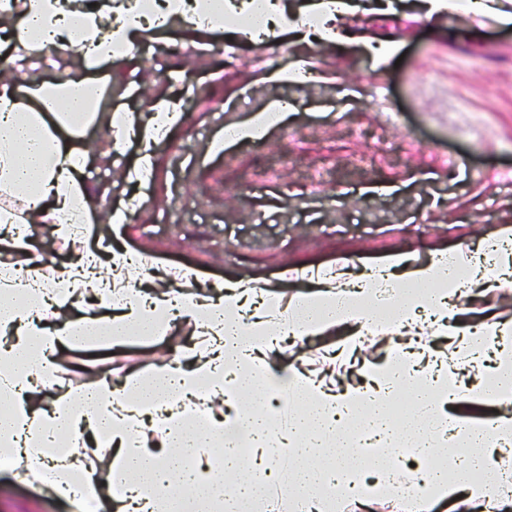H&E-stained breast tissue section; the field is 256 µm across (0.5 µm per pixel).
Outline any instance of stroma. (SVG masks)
<instances>
[{"label": "stroma", "mask_w": 512, "mask_h": 512, "mask_svg": "<svg viewBox=\"0 0 512 512\" xmlns=\"http://www.w3.org/2000/svg\"><path fill=\"white\" fill-rule=\"evenodd\" d=\"M424 0H354L341 23L357 41L322 47L293 34L250 40L225 31L186 47L180 25L141 40L139 69L122 61L112 94L89 140L101 143L111 113L133 120L156 84L183 102L184 122L155 147L153 179L137 178L141 145L127 137L111 164L92 161L93 184L111 186L95 209L92 233L61 247L53 225L30 231L35 256L61 267L99 253L103 243L147 254L159 269L191 267L205 282L251 280L268 298L298 291L291 267H364L395 252L428 259L474 246L499 224L512 225V25L449 12L428 19ZM392 41L401 62L376 65L365 46ZM306 60L304 84L275 79ZM287 116L262 144L238 142L207 154L213 134L271 103ZM128 206L125 224L105 223ZM348 329L287 344L277 371L317 366L342 347ZM177 319L158 339L132 336L118 346L81 344L58 351V364L94 360L115 380L147 379L154 365L199 342ZM0 512H82L81 504L0 466Z\"/></svg>", "instance_id": "35a3bbf8"}]
</instances>
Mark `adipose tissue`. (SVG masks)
<instances>
[{"label": "adipose tissue", "instance_id": "adipose-tissue-1", "mask_svg": "<svg viewBox=\"0 0 512 512\" xmlns=\"http://www.w3.org/2000/svg\"><path fill=\"white\" fill-rule=\"evenodd\" d=\"M237 10L247 24L244 36L271 26L280 32L311 34L333 45L341 37L339 19L350 0H309L292 14L278 0H163L160 10L146 15L132 0H0V32L8 37L9 55L24 61L69 47L87 70L115 59L130 58L145 30L179 22L200 33L221 24L224 12ZM96 82L63 80L52 85L22 83L0 74V223L50 224L67 240L76 227L91 223L94 191L82 178L93 159L85 130L92 121L84 102H100ZM141 125L127 124L125 133L142 145L137 170L157 165L153 150L160 138L181 122V110L167 90L148 106ZM287 107L277 103L253 113L224 132L225 144L265 137L273 121L283 120ZM487 248L461 247L419 263L408 253H394L344 287L333 275L316 273L306 291L281 295L264 308L251 306L256 286L244 279L209 283L202 294H189L198 281L195 271L175 269L176 291L148 293L118 289L133 260L127 252L110 250L107 259H79L59 268L58 276L90 289L93 305L118 308V315L86 318L64 325L45 317L61 306L57 296L37 283L22 292L0 287V457L22 470L29 480L47 485L70 499L96 482L90 461L92 446L107 441L117 450L118 477L124 488L117 512H266L274 490L289 487L292 512H334L350 500L363 481L362 467L346 459L350 448L391 446L412 440L417 448L440 441L450 448L448 482L444 470L421 472L386 457L371 464L376 474L370 502L384 501L391 512H404L417 487L428 499L455 503L467 512L482 503L489 512L511 497L502 470L493 461L486 436L477 429L447 428L449 404L475 395L491 400L512 393V364L499 360L484 366L489 346L506 352L512 322L487 316L463 328V289L483 285L512 286V225L502 224L487 238ZM394 311L385 318L384 307ZM200 323L201 347L161 362L146 381L121 386L90 379L79 396L56 394L50 410L40 404L57 381L54 354L59 347L105 338L118 344L131 336L165 335L174 318ZM427 323L433 335L451 338L449 370H472L471 383L425 374L410 363L411 351L394 354L370 383L338 388L293 371L276 379L283 397L298 404L288 422L274 423L265 410L270 375H256V360L277 356L281 337L324 336L339 327L356 328L346 343L354 355L367 338L385 339ZM406 389L417 408L407 421H388L381 408L399 389ZM81 439L83 456L56 451L60 434ZM251 448L243 462L238 448ZM287 449L273 459L272 449ZM196 464L183 469L184 455ZM268 472L256 484L251 469ZM234 491L225 494V480Z\"/></svg>", "mask_w": 512, "mask_h": 512}]
</instances>
